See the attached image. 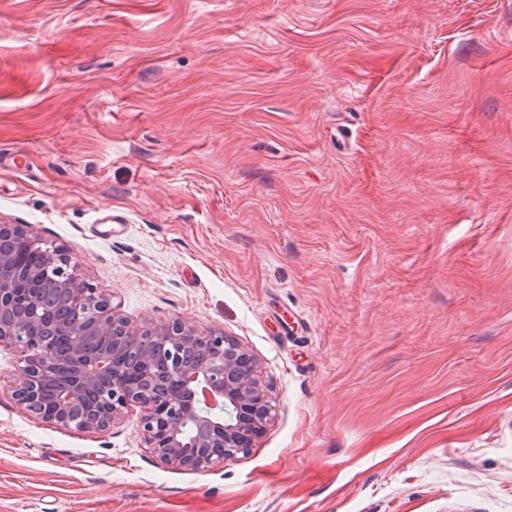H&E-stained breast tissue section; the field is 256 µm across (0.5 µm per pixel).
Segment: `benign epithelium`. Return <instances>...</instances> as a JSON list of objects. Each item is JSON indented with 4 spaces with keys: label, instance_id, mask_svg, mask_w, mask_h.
<instances>
[{
    "label": "benign epithelium",
    "instance_id": "7a95c632",
    "mask_svg": "<svg viewBox=\"0 0 512 512\" xmlns=\"http://www.w3.org/2000/svg\"><path fill=\"white\" fill-rule=\"evenodd\" d=\"M0 344L19 350L17 406L43 423L106 432L132 407L164 466L205 471L247 451L271 415L259 360L233 336L176 319L133 327L78 273L61 247L0 224ZM68 291L75 317L45 316L44 272Z\"/></svg>",
    "mask_w": 512,
    "mask_h": 512
}]
</instances>
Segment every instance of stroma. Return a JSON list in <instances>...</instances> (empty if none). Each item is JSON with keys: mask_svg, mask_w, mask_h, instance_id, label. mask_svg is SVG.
I'll use <instances>...</instances> for the list:
<instances>
[{"mask_svg": "<svg viewBox=\"0 0 512 512\" xmlns=\"http://www.w3.org/2000/svg\"><path fill=\"white\" fill-rule=\"evenodd\" d=\"M0 221L274 406L163 467L1 344L0 512H512V0H0Z\"/></svg>", "mask_w": 512, "mask_h": 512, "instance_id": "obj_1", "label": "stroma"}]
</instances>
